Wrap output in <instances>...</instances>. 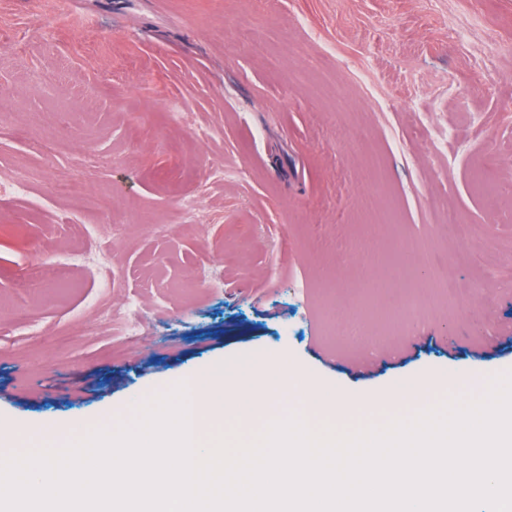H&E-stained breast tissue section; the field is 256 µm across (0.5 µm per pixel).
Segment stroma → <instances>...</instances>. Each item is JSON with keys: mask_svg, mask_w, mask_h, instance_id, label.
I'll use <instances>...</instances> for the list:
<instances>
[{"mask_svg": "<svg viewBox=\"0 0 512 512\" xmlns=\"http://www.w3.org/2000/svg\"><path fill=\"white\" fill-rule=\"evenodd\" d=\"M14 179L33 196H0V429H112L246 357L361 396L350 430L512 372V0H0ZM61 179L87 190L56 198ZM408 290L426 310L404 313ZM336 316L379 342L332 335Z\"/></svg>", "mask_w": 512, "mask_h": 512, "instance_id": "1", "label": "stroma"}]
</instances>
